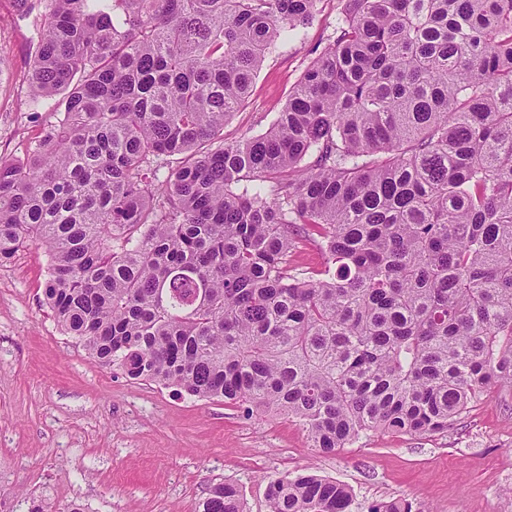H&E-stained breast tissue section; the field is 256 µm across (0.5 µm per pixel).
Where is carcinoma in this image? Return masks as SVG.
Here are the masks:
<instances>
[{
    "label": "carcinoma",
    "mask_w": 512,
    "mask_h": 512,
    "mask_svg": "<svg viewBox=\"0 0 512 512\" xmlns=\"http://www.w3.org/2000/svg\"><path fill=\"white\" fill-rule=\"evenodd\" d=\"M317 2L45 0L27 82L37 104L68 93L30 158L0 162V263L44 249V301L102 365L295 417L330 454L445 432L512 387V0H347L271 127L224 140ZM301 230L318 270L290 266ZM267 497L353 502L310 472ZM201 512H245L237 485Z\"/></svg>",
    "instance_id": "1"
}]
</instances>
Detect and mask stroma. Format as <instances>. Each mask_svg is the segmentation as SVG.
I'll return each instance as SVG.
<instances>
[{
    "instance_id": "1",
    "label": "stroma",
    "mask_w": 512,
    "mask_h": 512,
    "mask_svg": "<svg viewBox=\"0 0 512 512\" xmlns=\"http://www.w3.org/2000/svg\"><path fill=\"white\" fill-rule=\"evenodd\" d=\"M345 9L320 0L299 36L277 41L225 140L268 129ZM45 27L44 5L20 19L0 0L2 161L24 160L58 119L24 80ZM48 268L36 247L0 265V512H26L32 495L85 512H199L223 481L237 484L248 512H268L269 482L304 471L348 485L352 512L395 498L426 512H512V388L475 400L448 432L374 431L323 454L295 418L249 417L100 366L45 305Z\"/></svg>"
}]
</instances>
